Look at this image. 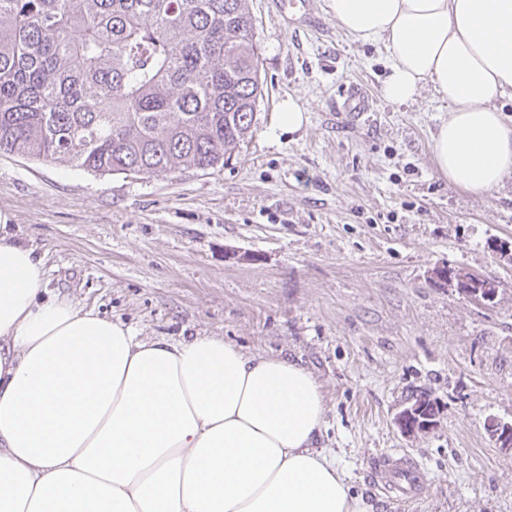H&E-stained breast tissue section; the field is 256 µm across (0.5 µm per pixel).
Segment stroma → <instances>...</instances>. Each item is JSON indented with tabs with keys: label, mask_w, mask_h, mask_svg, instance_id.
I'll list each match as a JSON object with an SVG mask.
<instances>
[{
	"label": "stroma",
	"mask_w": 512,
	"mask_h": 512,
	"mask_svg": "<svg viewBox=\"0 0 512 512\" xmlns=\"http://www.w3.org/2000/svg\"><path fill=\"white\" fill-rule=\"evenodd\" d=\"M310 0L320 29H289L277 0H252L264 95L257 128L224 166L99 176L0 155V234L43 257L49 293L146 339L220 336L297 361L321 384L317 447L376 512H512V455L490 425L512 422V177L475 197L437 173L447 108L432 87L387 102L386 50L353 42ZM374 110L340 112L346 85ZM297 133L276 117L287 100ZM497 282L482 302L439 280ZM439 410L408 437L417 395ZM382 454L422 463L421 495L398 505L369 478ZM297 103L290 99L277 114V126L282 133L292 134L299 131L308 122V117ZM421 411V409H417L414 401H411L397 414L396 422L404 435L411 437L427 433L437 426L439 414L437 408H435V414L430 417L422 415ZM421 419H427V421L420 422Z\"/></svg>",
	"instance_id": "stroma-1"
}]
</instances>
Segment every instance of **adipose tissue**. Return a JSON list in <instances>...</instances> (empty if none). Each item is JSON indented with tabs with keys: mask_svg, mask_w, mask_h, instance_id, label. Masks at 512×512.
I'll return each mask as SVG.
<instances>
[{
	"mask_svg": "<svg viewBox=\"0 0 512 512\" xmlns=\"http://www.w3.org/2000/svg\"><path fill=\"white\" fill-rule=\"evenodd\" d=\"M387 52L383 97L432 85L438 173L474 196L512 174V0H328ZM31 248L0 236V512H375L315 449L318 382L220 336L168 342L45 297Z\"/></svg>",
	"mask_w": 512,
	"mask_h": 512,
	"instance_id": "adipose-tissue-1",
	"label": "adipose tissue"
}]
</instances>
